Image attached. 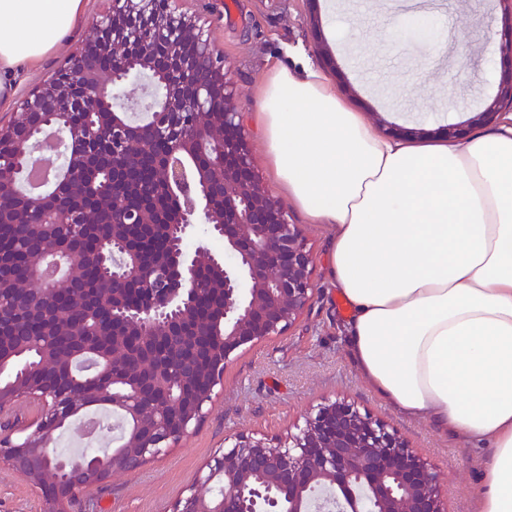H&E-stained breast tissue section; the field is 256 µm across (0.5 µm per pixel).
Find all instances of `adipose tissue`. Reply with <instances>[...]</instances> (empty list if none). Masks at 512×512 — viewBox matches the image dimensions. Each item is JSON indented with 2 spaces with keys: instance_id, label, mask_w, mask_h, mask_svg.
Masks as SVG:
<instances>
[{
  "instance_id": "1",
  "label": "adipose tissue",
  "mask_w": 512,
  "mask_h": 512,
  "mask_svg": "<svg viewBox=\"0 0 512 512\" xmlns=\"http://www.w3.org/2000/svg\"><path fill=\"white\" fill-rule=\"evenodd\" d=\"M83 19L84 0H0V97ZM257 120L289 203L332 230L359 373L401 416L487 449L474 512H512V120L389 138L300 55L268 71Z\"/></svg>"
}]
</instances>
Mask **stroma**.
Segmentation results:
<instances>
[{"label":"stroma","instance_id":"35a3bbf8","mask_svg":"<svg viewBox=\"0 0 512 512\" xmlns=\"http://www.w3.org/2000/svg\"><path fill=\"white\" fill-rule=\"evenodd\" d=\"M219 49L245 117H252L268 64L300 50L363 114L403 127L431 129L469 118L495 94L503 40L497 0H426L418 12L439 37L394 36L395 0H174ZM79 26L36 66L17 69L14 91L0 101V125L85 38ZM304 225L314 256L315 298L281 335L237 355L205 408L202 421L176 445L132 472H116L83 493L76 512H172L199 488L206 464L239 436L286 441L328 400L342 399L401 436L441 475L448 512H474L481 488L479 450L396 413L360 376L345 342L348 309L330 282L326 225ZM35 488L0 463V512H42Z\"/></svg>","mask_w":512,"mask_h":512}]
</instances>
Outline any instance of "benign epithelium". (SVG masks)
I'll list each match as a JSON object with an SVG mask.
<instances>
[{"label":"benign epithelium","mask_w":512,"mask_h":512,"mask_svg":"<svg viewBox=\"0 0 512 512\" xmlns=\"http://www.w3.org/2000/svg\"><path fill=\"white\" fill-rule=\"evenodd\" d=\"M143 0H112V8L89 27L88 35L65 64L40 83L0 126L27 156L41 162L33 146L42 129L60 136L64 151L53 166L80 182L75 144L101 140L112 145L110 207L81 212L49 207L16 184L17 167L4 168L0 158V190L4 185L23 197V224L41 228L78 224H168L170 255L145 262L128 239L112 241L93 254L112 272V284L142 289L131 309L102 306L99 317L112 318V333L140 334V356L154 359L150 337L181 325L187 306L200 291L197 271L209 265L224 278V327L206 337L223 346L224 357L212 373L209 388L184 407L181 384L193 366V354L177 359L178 373L159 365L148 383L133 385L125 395L102 394L122 414L127 429L152 428L150 440L121 455H85L78 460L55 459L50 472L39 473L37 462L53 453L56 431L68 420L88 413L90 406L68 384L48 383L38 400L51 407L35 428L19 437L0 438V461L42 495L44 512H72L88 489L114 472L134 471L149 458L174 446L204 416L224 368L238 352L292 327L316 292L314 259L301 225L287 219L284 203L273 196L254 164L250 140L241 120L240 103L219 55L204 38L195 18L175 16L168 0H156L152 10ZM397 33H415L426 41L436 37L433 23L409 15L397 23ZM141 81L142 113L122 102L124 88ZM112 113V127L86 121L76 127L64 118ZM512 112V70L505 73L483 110L466 121L434 130L396 125L387 130L454 140L474 123L498 121ZM167 141L158 154L155 144ZM153 168L149 182L141 179L144 164ZM196 224L224 242V254L199 245L190 251L186 239ZM63 269L47 281L34 267L19 285L43 304H53L71 286V260L64 252L42 254ZM220 483L223 491L208 495L194 489L180 498L173 512H447L440 475L395 432L361 414L344 401L327 402L307 417L288 445L263 438H236L207 465L204 483Z\"/></svg>","instance_id":"1"}]
</instances>
